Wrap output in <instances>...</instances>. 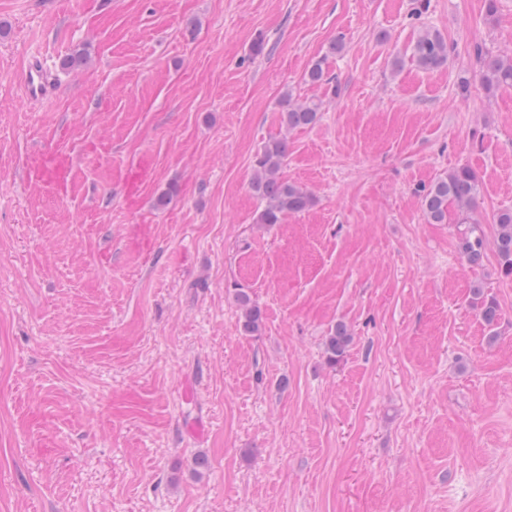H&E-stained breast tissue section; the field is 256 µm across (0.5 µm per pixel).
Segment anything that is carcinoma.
<instances>
[{
    "instance_id": "carcinoma-1",
    "label": "carcinoma",
    "mask_w": 512,
    "mask_h": 512,
    "mask_svg": "<svg viewBox=\"0 0 512 512\" xmlns=\"http://www.w3.org/2000/svg\"><path fill=\"white\" fill-rule=\"evenodd\" d=\"M413 58L423 70H436L448 62V43L437 32L426 31L419 36L413 46ZM481 80L487 91L512 87V58L477 51ZM320 105L293 104L286 101L283 120L290 128H303L314 124L318 119ZM288 155V141L285 139L267 142L254 161L255 174L250 188L262 201L263 207L258 216L260 224H280L290 214L307 210L312 196L304 189L284 180L280 169ZM478 194V181L475 173L468 167H459L448 175L438 179L423 190L422 210L427 219L434 224H442L448 217V205L457 204L462 211L472 209ZM496 250L501 259V270L512 277V210H503L496 215ZM459 248L463 258L471 265L479 264L484 257L485 239L478 224L468 225L459 238ZM473 299L480 305L484 322L491 326L500 315L495 301L484 297L482 288L473 290ZM235 301L241 311V330L247 335L257 334L263 323L261 308L252 300L251 295L240 289ZM352 336L348 328L338 324L326 339L327 360L336 362L350 345Z\"/></svg>"
}]
</instances>
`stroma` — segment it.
Wrapping results in <instances>:
<instances>
[{"label": "stroma", "instance_id": "1", "mask_svg": "<svg viewBox=\"0 0 512 512\" xmlns=\"http://www.w3.org/2000/svg\"><path fill=\"white\" fill-rule=\"evenodd\" d=\"M497 6L0 0V512H512V88L473 78L475 48L512 55ZM426 29L437 71L412 58ZM35 59L56 87L30 103ZM288 99L318 121L287 130ZM282 136L314 203L260 224L253 161ZM48 151L72 159L65 192L26 175ZM460 166L472 212L429 223L421 187ZM413 58L423 70H436L448 62V43L437 32L426 31L413 46ZM496 250L501 259V270L512 277V210H503L496 215ZM463 258L471 265H478L484 257L485 239L479 224H469L459 238ZM235 301L241 311V330L246 335L257 334L263 323L261 308L252 300L251 295L242 289L236 292ZM352 336L348 328L343 324H337L326 339V353L329 363H335L350 345Z\"/></svg>", "mask_w": 512, "mask_h": 512}]
</instances>
